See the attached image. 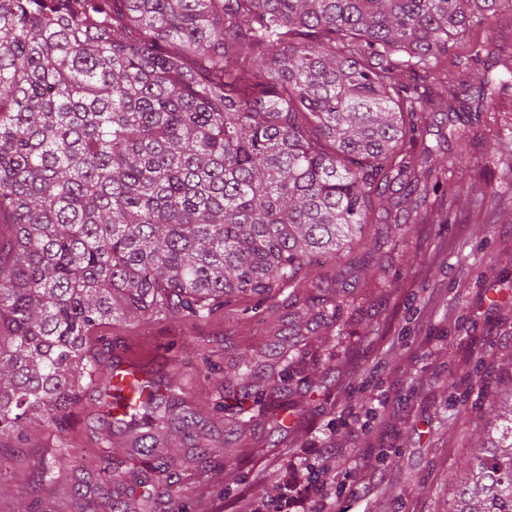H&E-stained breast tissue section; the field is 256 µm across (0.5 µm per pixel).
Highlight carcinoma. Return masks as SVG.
Listing matches in <instances>:
<instances>
[{
  "instance_id": "carcinoma-1",
  "label": "carcinoma",
  "mask_w": 512,
  "mask_h": 512,
  "mask_svg": "<svg viewBox=\"0 0 512 512\" xmlns=\"http://www.w3.org/2000/svg\"><path fill=\"white\" fill-rule=\"evenodd\" d=\"M512 0H0V443L63 427L117 320L193 323L242 297L288 293V327L225 380L229 437L283 430L313 394L308 363L344 334L353 271L391 245L439 183L417 168L427 116L465 74L448 45ZM397 202H384L390 190ZM361 252L332 281L320 253ZM448 512H512V378L489 403ZM98 447L135 435L133 484L86 470L105 512H175L170 438L196 411L158 383L101 417Z\"/></svg>"
}]
</instances>
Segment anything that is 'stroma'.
<instances>
[{
  "label": "stroma",
  "mask_w": 512,
  "mask_h": 512,
  "mask_svg": "<svg viewBox=\"0 0 512 512\" xmlns=\"http://www.w3.org/2000/svg\"><path fill=\"white\" fill-rule=\"evenodd\" d=\"M480 28L466 29L449 49V69L470 64L475 78L492 64ZM473 104L479 118L460 139L449 134L447 108L429 115L430 169L461 146L471 163L441 180L427 221L409 224L395 248L360 272L358 294L342 313L344 334L318 365L330 374L326 389L301 398L280 435L270 436L259 423L234 440L210 482L182 502L183 512H238L240 497L268 491L275 467L287 464L295 449L324 439L342 450L337 473L358 457L375 473L366 489L346 482L332 512H448V486L490 417L500 360L512 356V86L478 103L459 102ZM457 186L464 192L452 216L439 219L441 194ZM287 321L284 297L255 309L243 299L191 324L112 322L100 328L95 350L135 359L153 377L180 387L203 430L200 442L177 445L191 467L203 449L222 442L213 407L225 377ZM189 340L208 351L215 372L198 371L195 354L182 349ZM451 376L465 405L454 404L448 392ZM382 409L389 419L380 428L373 415ZM100 436L96 403L85 390L64 433L37 428L24 444L6 443L0 452L11 462L0 471V512L36 505L53 453L63 450L81 464Z\"/></svg>",
  "instance_id": "1"
}]
</instances>
